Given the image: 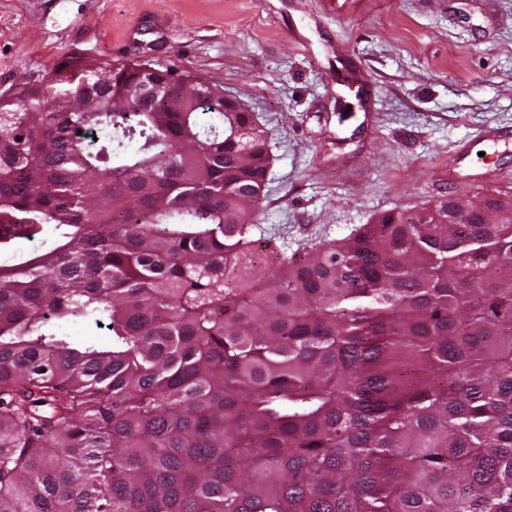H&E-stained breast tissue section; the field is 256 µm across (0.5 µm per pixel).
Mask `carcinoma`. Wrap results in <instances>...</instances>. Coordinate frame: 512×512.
<instances>
[{
  "instance_id": "obj_1",
  "label": "carcinoma",
  "mask_w": 512,
  "mask_h": 512,
  "mask_svg": "<svg viewBox=\"0 0 512 512\" xmlns=\"http://www.w3.org/2000/svg\"><path fill=\"white\" fill-rule=\"evenodd\" d=\"M96 73L99 111H34ZM146 77L0 101V512H92L94 471L106 512H512V222L262 258L254 117L174 78L112 111Z\"/></svg>"
}]
</instances>
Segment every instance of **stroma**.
<instances>
[{"mask_svg": "<svg viewBox=\"0 0 512 512\" xmlns=\"http://www.w3.org/2000/svg\"><path fill=\"white\" fill-rule=\"evenodd\" d=\"M75 61L190 74L253 112L269 257L438 198L459 144L512 127V0H0V99Z\"/></svg>", "mask_w": 512, "mask_h": 512, "instance_id": "obj_1", "label": "stroma"}]
</instances>
